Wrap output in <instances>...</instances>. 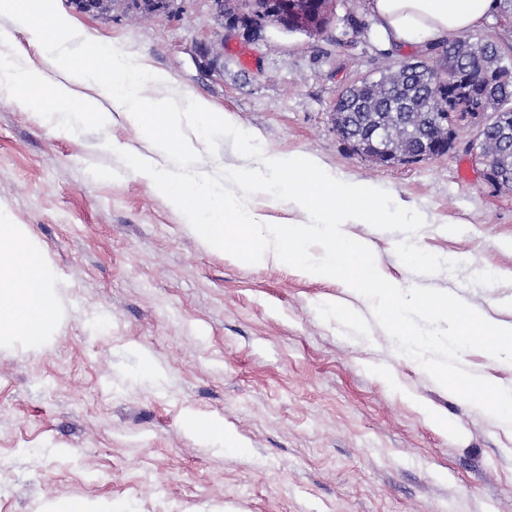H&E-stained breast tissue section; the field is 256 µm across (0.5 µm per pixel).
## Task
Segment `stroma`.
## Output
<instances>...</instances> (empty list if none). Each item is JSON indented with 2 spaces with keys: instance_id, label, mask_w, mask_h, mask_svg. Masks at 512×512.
I'll list each match as a JSON object with an SVG mask.
<instances>
[{
  "instance_id": "obj_1",
  "label": "stroma",
  "mask_w": 512,
  "mask_h": 512,
  "mask_svg": "<svg viewBox=\"0 0 512 512\" xmlns=\"http://www.w3.org/2000/svg\"><path fill=\"white\" fill-rule=\"evenodd\" d=\"M55 3L165 74L146 96L203 97L265 151L310 154L419 211L415 243L457 271L409 270L395 253L403 233L346 231L401 288L450 292L512 322V192L484 180L472 127L447 154L392 167L334 129L347 86L381 62L429 57L387 48L366 0H333L318 37L266 24L229 39L213 0L144 20ZM219 42L218 61L200 55ZM120 147L154 151L120 113L72 133L0 88V215L42 252L61 310L46 346L0 343V512L73 497L114 512H512V431L399 353L370 302L336 280L205 247ZM327 298L357 308L362 329L326 313ZM145 356L157 375L142 371ZM191 414L222 420L246 455L190 435Z\"/></svg>"
}]
</instances>
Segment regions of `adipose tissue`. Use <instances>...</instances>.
Wrapping results in <instances>:
<instances>
[{
    "label": "adipose tissue",
    "instance_id": "adipose-tissue-1",
    "mask_svg": "<svg viewBox=\"0 0 512 512\" xmlns=\"http://www.w3.org/2000/svg\"><path fill=\"white\" fill-rule=\"evenodd\" d=\"M376 29L404 47L461 36L488 21L495 0H368ZM59 319V299L43 257L15 225L0 224V342L45 344Z\"/></svg>",
    "mask_w": 512,
    "mask_h": 512
}]
</instances>
